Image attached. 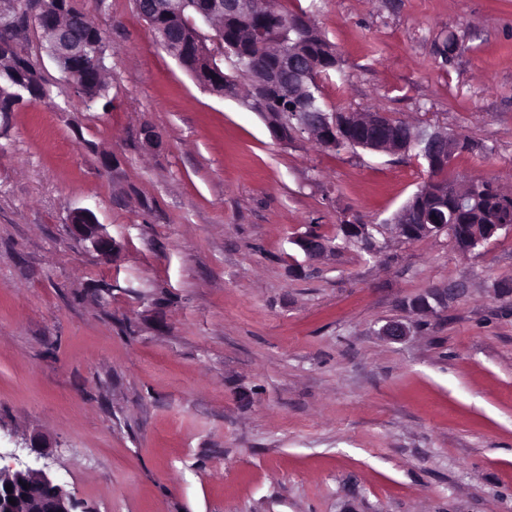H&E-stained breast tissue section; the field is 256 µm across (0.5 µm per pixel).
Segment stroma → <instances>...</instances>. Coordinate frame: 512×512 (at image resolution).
<instances>
[{
  "mask_svg": "<svg viewBox=\"0 0 512 512\" xmlns=\"http://www.w3.org/2000/svg\"><path fill=\"white\" fill-rule=\"evenodd\" d=\"M76 2L107 35L111 109L33 33L52 99L0 112V464L76 512H512V231L306 264L295 237L391 219L423 160L279 142L133 0ZM283 3L341 60L326 111L466 136L449 176L512 192V0ZM76 208L109 258L70 234ZM432 288L447 302L415 313ZM393 319L410 336H380ZM93 212L86 208H77L70 212L68 228L70 233L81 240L89 241L94 250L102 257H108L113 248L112 239L107 236Z\"/></svg>",
  "mask_w": 512,
  "mask_h": 512,
  "instance_id": "35a3bbf8",
  "label": "stroma"
}]
</instances>
